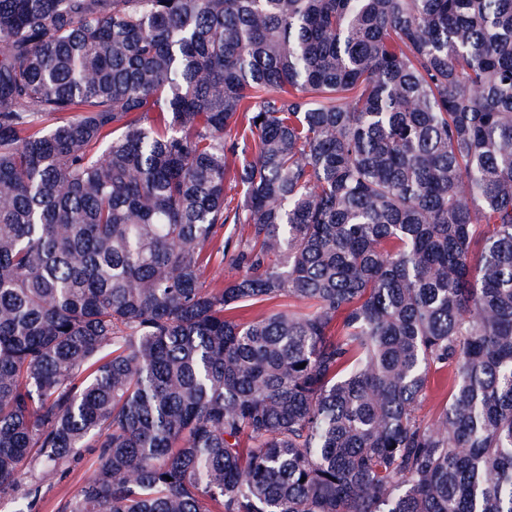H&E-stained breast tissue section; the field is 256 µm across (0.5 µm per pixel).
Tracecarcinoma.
Here are the masks:
<instances>
[{
	"instance_id": "cac0c4a2",
	"label": "carcinoma",
	"mask_w": 512,
	"mask_h": 512,
	"mask_svg": "<svg viewBox=\"0 0 512 512\" xmlns=\"http://www.w3.org/2000/svg\"><path fill=\"white\" fill-rule=\"evenodd\" d=\"M84 448L61 512H512V0H0V494ZM451 369L434 374L428 384L425 400L418 410V415L425 420L431 419L446 403L448 397V376Z\"/></svg>"
}]
</instances>
